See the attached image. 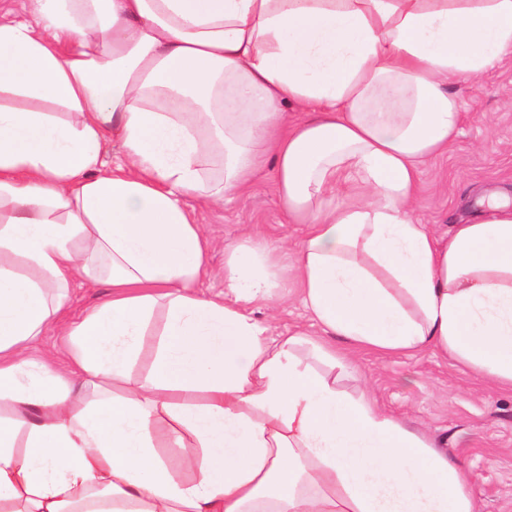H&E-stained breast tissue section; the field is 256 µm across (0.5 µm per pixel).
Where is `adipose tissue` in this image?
<instances>
[{"mask_svg":"<svg viewBox=\"0 0 512 512\" xmlns=\"http://www.w3.org/2000/svg\"><path fill=\"white\" fill-rule=\"evenodd\" d=\"M29 4L0 15V512H476L446 452L297 350H431L512 389V206L444 237L410 218L458 86L512 60V0ZM269 161L293 264L244 238L198 293L185 198ZM287 272L315 332L248 312ZM76 284L110 295L66 323Z\"/></svg>","mask_w":512,"mask_h":512,"instance_id":"obj_1","label":"adipose tissue"}]
</instances>
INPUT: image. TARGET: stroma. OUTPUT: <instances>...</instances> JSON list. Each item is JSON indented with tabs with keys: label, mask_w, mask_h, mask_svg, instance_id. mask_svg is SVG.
Segmentation results:
<instances>
[{
	"label": "stroma",
	"mask_w": 512,
	"mask_h": 512,
	"mask_svg": "<svg viewBox=\"0 0 512 512\" xmlns=\"http://www.w3.org/2000/svg\"><path fill=\"white\" fill-rule=\"evenodd\" d=\"M465 115L462 133L448 154L428 161L412 212L415 223L435 234L471 220L478 201L496 193L512 201V63L474 78L459 89ZM187 209L210 245L209 273L200 284L205 295L224 290V246L245 234L257 242L296 251L305 234L288 223L275 193L274 169L265 167L241 196L221 205L191 199ZM254 316L288 334L308 325L296 292L271 305L255 307ZM355 374L316 363L339 391L369 393L378 406L410 429L431 436L468 472L478 512H512V390L467 372L453 359L429 350L379 354L349 350Z\"/></svg>",
	"instance_id": "35a3bbf8"
}]
</instances>
